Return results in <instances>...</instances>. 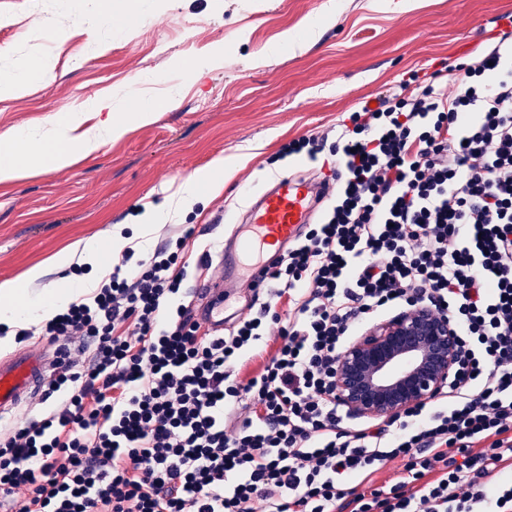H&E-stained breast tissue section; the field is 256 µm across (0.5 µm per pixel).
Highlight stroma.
Here are the masks:
<instances>
[{"label": "stroma", "instance_id": "stroma-1", "mask_svg": "<svg viewBox=\"0 0 512 512\" xmlns=\"http://www.w3.org/2000/svg\"><path fill=\"white\" fill-rule=\"evenodd\" d=\"M72 2L0 0V77L53 61L45 81L0 98V143L19 129L46 133L50 116L90 98L119 111L147 100L158 118L69 168L0 183V282L24 280L94 234L144 252L182 236L186 302L199 277H221L198 259L220 248L259 192L281 176L329 174V149L312 160L284 145L336 127L411 75L451 81L512 32V0H126L127 12L94 31L31 38L52 15H72ZM217 44L219 66L209 60ZM218 156L227 163L219 193L139 240L116 238L117 224L173 204Z\"/></svg>", "mask_w": 512, "mask_h": 512}]
</instances>
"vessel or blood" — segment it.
Wrapping results in <instances>:
<instances>
[{
    "instance_id": "obj_1",
    "label": "vessel or blood",
    "mask_w": 512,
    "mask_h": 512,
    "mask_svg": "<svg viewBox=\"0 0 512 512\" xmlns=\"http://www.w3.org/2000/svg\"><path fill=\"white\" fill-rule=\"evenodd\" d=\"M314 186L297 178H283L264 193L236 225L213 256L223 267L218 279L200 280L192 310L209 334L224 333V303L229 287L243 280L256 281L270 253L284 249L312 222ZM53 377V361L46 349L20 350L0 359V419L14 415L33 394L42 392Z\"/></svg>"
}]
</instances>
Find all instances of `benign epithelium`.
<instances>
[{"label": "benign epithelium", "mask_w": 512, "mask_h": 512, "mask_svg": "<svg viewBox=\"0 0 512 512\" xmlns=\"http://www.w3.org/2000/svg\"><path fill=\"white\" fill-rule=\"evenodd\" d=\"M448 319L417 303L366 329L336 363V401L349 414L387 419L441 393L458 360Z\"/></svg>", "instance_id": "obj_1"}]
</instances>
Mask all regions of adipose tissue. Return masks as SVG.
Instances as JSON below:
<instances>
[{
    "mask_svg": "<svg viewBox=\"0 0 512 512\" xmlns=\"http://www.w3.org/2000/svg\"><path fill=\"white\" fill-rule=\"evenodd\" d=\"M106 112L107 117L94 131H82L84 116L89 112ZM158 113L148 101H141L129 112H114L104 99H91L78 107L49 119L51 134L34 136L28 130H20L10 142L0 145V182H13L23 178L31 165L61 170L70 166L76 158L97 153L109 142L121 139L134 125L152 123ZM44 266L29 270L25 282L0 283V325L7 334L0 344L10 345L13 329L51 318L56 311L69 303L78 290H91V282H83L81 288L65 286L54 289L47 298L31 301L27 298L28 283L40 280L49 273Z\"/></svg>",
    "mask_w": 512,
    "mask_h": 512,
    "instance_id": "1",
    "label": "adipose tissue"
}]
</instances>
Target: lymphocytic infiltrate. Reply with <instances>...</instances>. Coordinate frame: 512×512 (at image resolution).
<instances>
[{
	"label": "lymphocytic infiltrate",
	"mask_w": 512,
	"mask_h": 512,
	"mask_svg": "<svg viewBox=\"0 0 512 512\" xmlns=\"http://www.w3.org/2000/svg\"><path fill=\"white\" fill-rule=\"evenodd\" d=\"M454 86L404 81L352 113L330 205L229 335L201 333L175 301L184 239L139 260L124 249L108 284L41 328L91 358L60 348L47 390L60 406L0 432V504L512 512V42ZM418 300L460 337L447 388L386 426H343L336 361L351 331ZM251 353L263 363L245 377Z\"/></svg>",
	"instance_id": "1"
}]
</instances>
